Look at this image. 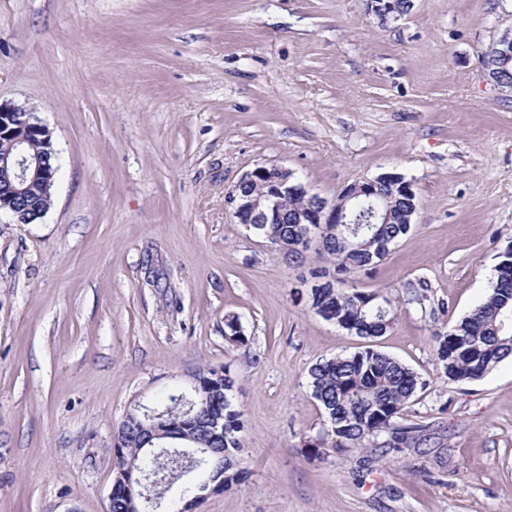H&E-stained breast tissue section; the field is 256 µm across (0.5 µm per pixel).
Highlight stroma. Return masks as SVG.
Returning a JSON list of instances; mask_svg holds the SVG:
<instances>
[{"label":"stroma","instance_id":"35a3bbf8","mask_svg":"<svg viewBox=\"0 0 512 512\" xmlns=\"http://www.w3.org/2000/svg\"><path fill=\"white\" fill-rule=\"evenodd\" d=\"M505 3L413 0L381 28L364 0H0V101L34 109L60 164L41 220L0 214V512H107L126 413L223 366L243 480L193 512H512V359L471 382L435 360L512 241V93L480 65ZM259 164L329 200L412 182L411 231L352 278L391 330L324 319L315 251L236 223ZM369 347L425 381L416 431L339 452L308 371Z\"/></svg>","mask_w":512,"mask_h":512}]
</instances>
